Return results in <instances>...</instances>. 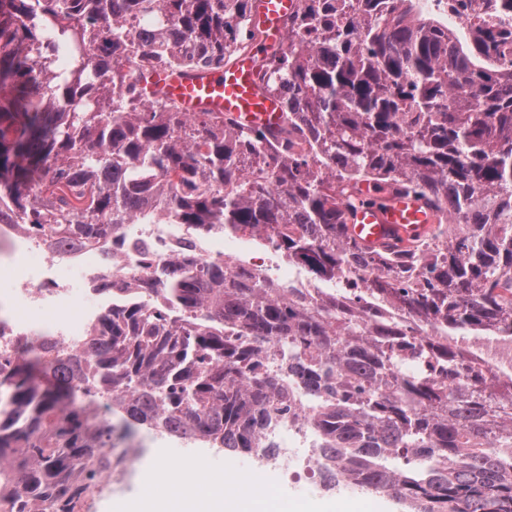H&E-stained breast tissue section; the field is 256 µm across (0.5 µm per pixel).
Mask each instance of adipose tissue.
Instances as JSON below:
<instances>
[{
	"instance_id": "1",
	"label": "adipose tissue",
	"mask_w": 512,
	"mask_h": 512,
	"mask_svg": "<svg viewBox=\"0 0 512 512\" xmlns=\"http://www.w3.org/2000/svg\"><path fill=\"white\" fill-rule=\"evenodd\" d=\"M207 468L202 460L177 476L167 462H156L151 470V489L143 496L124 500L120 512H281L275 493L245 496L225 491L220 483L197 481V474Z\"/></svg>"
}]
</instances>
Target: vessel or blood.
<instances>
[{
  "label": "vessel or blood",
  "mask_w": 512,
  "mask_h": 512,
  "mask_svg": "<svg viewBox=\"0 0 512 512\" xmlns=\"http://www.w3.org/2000/svg\"><path fill=\"white\" fill-rule=\"evenodd\" d=\"M295 4L296 0H258L266 46L283 40V22ZM260 60V53L254 52L241 55L227 67L205 72L159 69L147 75L145 85L175 101L187 114H226L244 127L271 129L280 125L282 111L279 101L259 88ZM437 221L438 214L426 199L401 192L375 204L357 206L350 215L349 233L362 245L382 248L394 238H410Z\"/></svg>",
  "instance_id": "obj_1"
}]
</instances>
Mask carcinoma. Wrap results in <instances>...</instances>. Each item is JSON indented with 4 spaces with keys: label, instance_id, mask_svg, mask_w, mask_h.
Masks as SVG:
<instances>
[{
    "label": "carcinoma",
    "instance_id": "cac0c4a2",
    "mask_svg": "<svg viewBox=\"0 0 512 512\" xmlns=\"http://www.w3.org/2000/svg\"><path fill=\"white\" fill-rule=\"evenodd\" d=\"M304 0L258 81L284 123L241 128L149 96L155 68H217L260 35L255 0H0V197L19 223L74 246L153 200L174 224L257 234L282 257L346 284L300 295L243 266L170 262L156 293L92 339L124 432L189 433L226 454L258 447L282 413L261 352L287 348L288 378L312 392L325 460L405 512H512V387L450 334L512 338V77L495 64L506 32L461 40L416 5ZM319 31L307 44L303 32ZM61 67L29 52L44 35ZM368 182L424 197L439 222L373 249L348 234ZM199 316L180 322L170 310ZM69 363L0 366V504L75 512L107 456L87 454V416L68 400Z\"/></svg>",
    "mask_w": 512,
    "mask_h": 512
}]
</instances>
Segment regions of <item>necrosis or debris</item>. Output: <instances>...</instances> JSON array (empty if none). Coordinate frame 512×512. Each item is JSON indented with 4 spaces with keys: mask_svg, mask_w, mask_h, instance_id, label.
<instances>
[{
    "mask_svg": "<svg viewBox=\"0 0 512 512\" xmlns=\"http://www.w3.org/2000/svg\"><path fill=\"white\" fill-rule=\"evenodd\" d=\"M177 253L199 264L241 262L220 224L200 234L156 214L61 249L26 225L0 221V359L32 351L55 364L87 352L92 334L113 313L133 302L153 306L151 286L167 278L169 260ZM264 360L291 410L266 427L270 445L254 449L246 473L227 470L225 488L263 494L262 478L275 469L309 492H346L348 476L328 478L323 466V439L309 418L312 397L289 381L277 348H270Z\"/></svg>",
    "mask_w": 512,
    "mask_h": 512,
    "instance_id": "obj_1",
    "label": "necrosis or debris"
}]
</instances>
